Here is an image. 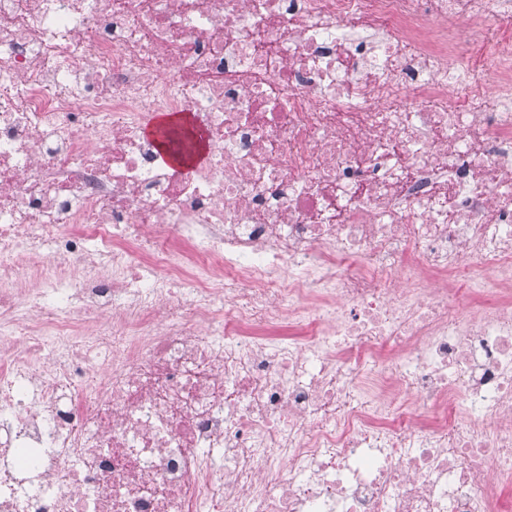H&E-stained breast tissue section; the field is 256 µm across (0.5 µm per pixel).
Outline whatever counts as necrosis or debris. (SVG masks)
I'll use <instances>...</instances> for the list:
<instances>
[{
	"label": "necrosis or debris",
	"instance_id": "obj_1",
	"mask_svg": "<svg viewBox=\"0 0 512 512\" xmlns=\"http://www.w3.org/2000/svg\"><path fill=\"white\" fill-rule=\"evenodd\" d=\"M509 480L512 0H0V512Z\"/></svg>",
	"mask_w": 512,
	"mask_h": 512
}]
</instances>
